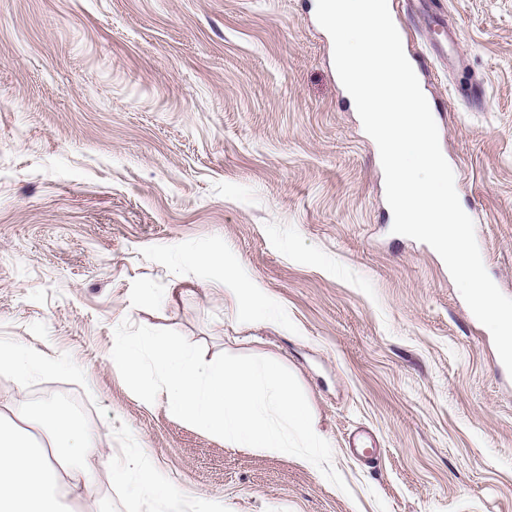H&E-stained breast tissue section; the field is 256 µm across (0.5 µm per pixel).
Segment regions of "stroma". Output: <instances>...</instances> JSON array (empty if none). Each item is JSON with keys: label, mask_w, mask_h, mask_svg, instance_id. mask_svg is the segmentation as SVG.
Segmentation results:
<instances>
[{"label": "stroma", "mask_w": 512, "mask_h": 512, "mask_svg": "<svg viewBox=\"0 0 512 512\" xmlns=\"http://www.w3.org/2000/svg\"><path fill=\"white\" fill-rule=\"evenodd\" d=\"M314 2L0 0V343L57 359L0 372V410L83 403L95 512H512V374L437 252L392 233ZM444 2L457 58L421 83L512 297V0ZM126 320L288 368L346 489L145 404L112 363Z\"/></svg>", "instance_id": "stroma-1"}]
</instances>
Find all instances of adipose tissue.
Segmentation results:
<instances>
[{"instance_id":"adipose-tissue-1","label":"adipose tissue","mask_w":512,"mask_h":512,"mask_svg":"<svg viewBox=\"0 0 512 512\" xmlns=\"http://www.w3.org/2000/svg\"><path fill=\"white\" fill-rule=\"evenodd\" d=\"M0 426V512H62L83 501L101 459L84 420L55 404L22 407Z\"/></svg>"}]
</instances>
